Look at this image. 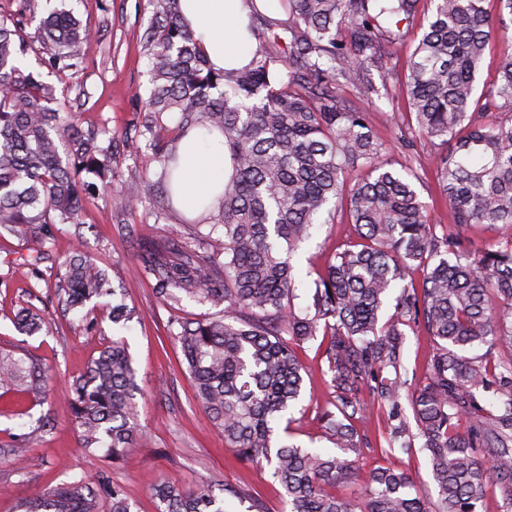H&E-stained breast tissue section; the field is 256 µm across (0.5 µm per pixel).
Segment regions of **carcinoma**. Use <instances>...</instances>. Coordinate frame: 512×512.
Masks as SVG:
<instances>
[{"mask_svg":"<svg viewBox=\"0 0 512 512\" xmlns=\"http://www.w3.org/2000/svg\"><path fill=\"white\" fill-rule=\"evenodd\" d=\"M0 15V237L27 245L22 266L35 271L47 245L82 211L97 182L115 177L112 139L83 130L75 110L88 97L48 81L68 83L83 69L80 47L88 24L52 4L37 17L36 0H14ZM432 18L403 70L388 66L418 13ZM283 17L252 7L247 25L257 48L240 68L217 69L187 21L181 0H147L150 16L140 36L148 79L132 101L133 118L121 132L142 164L112 205L144 208L155 223L204 226L192 247L177 237H136L139 270L168 305L183 299L219 309L201 320L175 318L174 338L196 395L224 444L243 461L271 466L290 512H480L486 487L503 485L512 512V360L489 356L512 349V124L485 121L512 110V0L493 16L483 0H279ZM38 22L42 55L25 69L26 29ZM504 41L496 78L477 89L488 45ZM381 84L372 80L371 70ZM357 91L344 94V87ZM403 99L408 129L434 148L392 168L387 147L360 103ZM217 132L230 174L210 203L184 212L183 142L193 132ZM432 169L452 224H431L415 182ZM353 235L314 281L310 304L295 311L291 257L316 226L338 215ZM477 224L507 230L495 250L466 251L460 231ZM57 303L87 309L94 325L97 299L111 294L106 270L76 249L57 273ZM399 289L393 313L382 320L389 291ZM32 336L44 316L28 307L15 315ZM423 325L436 341L429 381L402 394L406 328ZM322 336L335 390L323 412L336 454L275 436L276 421L300 401L302 366L294 346ZM476 346L482 354H470ZM40 360L0 347V397L26 393L30 406L13 416L28 433L0 442V460L24 461L33 433L50 429L43 404ZM503 399L491 412L475 391ZM368 391L388 406L389 448L428 453L434 496L421 497L410 475L382 468L362 475L352 454L361 438L354 422L371 418ZM136 371L129 345L118 337L70 384L67 402L80 448L127 459L141 435ZM412 417H407L402 399ZM361 487L357 505L329 491ZM157 512H227L205 488L160 484ZM20 512H133L124 488L104 471L72 476L20 504Z\"/></svg>","mask_w":512,"mask_h":512,"instance_id":"carcinoma-1","label":"carcinoma"}]
</instances>
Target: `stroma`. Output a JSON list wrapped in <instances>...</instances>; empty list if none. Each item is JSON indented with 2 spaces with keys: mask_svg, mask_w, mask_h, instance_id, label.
Here are the masks:
<instances>
[{
  "mask_svg": "<svg viewBox=\"0 0 512 512\" xmlns=\"http://www.w3.org/2000/svg\"><path fill=\"white\" fill-rule=\"evenodd\" d=\"M68 6L93 29L81 47L84 68L77 82L91 98L81 109L79 122L86 128L120 134L133 117L130 101L145 82L148 70V60L139 50L142 27L149 17L146 0H111L105 13L100 11L98 0H68ZM369 110L372 129L388 148L387 160L400 166L405 161V150L399 137L407 129L404 101L383 99L370 105ZM117 167L118 183L108 188L106 196L96 197L85 207L82 239L66 233L58 235L37 276L17 269L26 257L25 245L10 237L0 238V346L18 347L48 366L49 392L42 409L54 420L51 431L31 436L24 473L0 464V512H18L20 503L44 488L75 475L92 478L102 470L126 490L134 512H156L154 488L161 483L193 488L225 483L253 492L262 501L264 512H289L285 492L273 480L270 467L241 462L225 447L223 437L195 397L181 352L171 337V319H200L210 313V306L189 299L172 308L163 304L152 280L139 272L136 251L127 235L131 229L147 237L178 234L188 239L192 233L177 224L154 223L141 212L124 215L113 209L111 196L119 191L121 181L137 173L135 160L127 151L118 152ZM350 233V225L328 224L303 244L293 259L295 308L307 305L313 280ZM77 248L107 267L113 284L122 286L127 305L138 311V319L129 322L127 328L113 327L109 318L111 298H104L97 307V321L91 328L81 311L66 312L53 303L56 268ZM27 306L43 310L47 330L35 336L18 331L15 314ZM118 335L125 336L130 344L139 388L137 415L145 435L131 458L113 464L80 448L65 393L69 381L84 372L89 359ZM434 347L432 336L424 328L409 330L405 361L409 388L426 383V366ZM297 355L302 364L304 395L289 415L284 438L304 447L326 449L330 443L324 434L321 412L334 400L335 393L328 384L323 350L318 342L310 341L298 347ZM388 415V407L376 405L371 421L357 424L367 444L358 459L360 467L366 472L380 467L403 469L420 493L431 496L434 481L425 452L418 447L408 453L388 449Z\"/></svg>",
  "mask_w": 512,
  "mask_h": 512,
  "instance_id": "1",
  "label": "stroma"
}]
</instances>
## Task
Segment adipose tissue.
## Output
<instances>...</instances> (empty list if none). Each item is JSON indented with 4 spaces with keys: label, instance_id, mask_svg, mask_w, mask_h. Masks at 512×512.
I'll list each match as a JSON object with an SVG mask.
<instances>
[{
    "label": "adipose tissue",
    "instance_id": "adipose-tissue-1",
    "mask_svg": "<svg viewBox=\"0 0 512 512\" xmlns=\"http://www.w3.org/2000/svg\"><path fill=\"white\" fill-rule=\"evenodd\" d=\"M255 7L273 16L277 13L278 0H182V10L211 61L227 68L247 63L251 57L255 42L245 27ZM184 157L183 202L188 205L214 183L227 178L228 160L218 140L201 133L190 139Z\"/></svg>",
    "mask_w": 512,
    "mask_h": 512
}]
</instances>
